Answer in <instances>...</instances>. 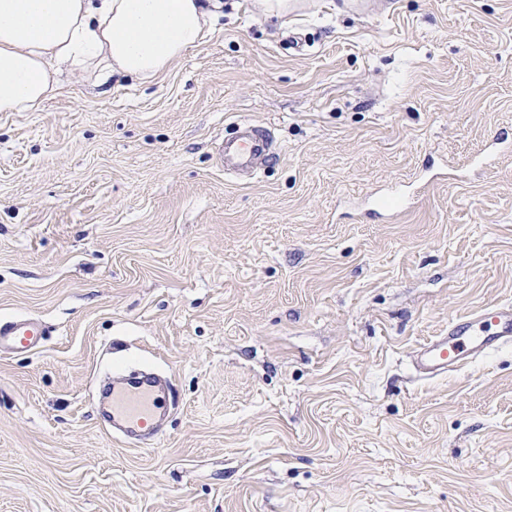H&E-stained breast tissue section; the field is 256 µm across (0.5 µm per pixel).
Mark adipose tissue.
Here are the masks:
<instances>
[{
    "label": "adipose tissue",
    "instance_id": "obj_1",
    "mask_svg": "<svg viewBox=\"0 0 512 512\" xmlns=\"http://www.w3.org/2000/svg\"><path fill=\"white\" fill-rule=\"evenodd\" d=\"M223 15L224 0H0V112L38 107L66 71L154 79Z\"/></svg>",
    "mask_w": 512,
    "mask_h": 512
}]
</instances>
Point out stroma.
<instances>
[{
	"label": "stroma",
	"instance_id": "obj_1",
	"mask_svg": "<svg viewBox=\"0 0 512 512\" xmlns=\"http://www.w3.org/2000/svg\"><path fill=\"white\" fill-rule=\"evenodd\" d=\"M0 112V512H512V346H414L512 302V0H226L150 81L68 73ZM239 118L278 149L225 176ZM172 382L155 444L96 385ZM512 345V303H498L448 321V329L431 336L413 352L422 379L464 369L491 351ZM45 326L34 318L0 322V352H28L41 347Z\"/></svg>",
	"mask_w": 512,
	"mask_h": 512
}]
</instances>
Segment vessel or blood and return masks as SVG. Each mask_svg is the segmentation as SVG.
<instances>
[{"label": "vessel or blood", "mask_w": 512, "mask_h": 512, "mask_svg": "<svg viewBox=\"0 0 512 512\" xmlns=\"http://www.w3.org/2000/svg\"><path fill=\"white\" fill-rule=\"evenodd\" d=\"M235 137L221 142L218 160L225 175H256L271 157L275 143L269 129L241 121ZM46 329L34 318L0 322V352H28L41 347ZM512 345V303L487 305L455 317L439 335L428 338L413 352L417 375L434 379L459 371L491 351ZM99 410L114 437L126 444L157 434L167 411V395L151 373L114 377L105 385Z\"/></svg>", "instance_id": "vessel-or-blood-1"}]
</instances>
